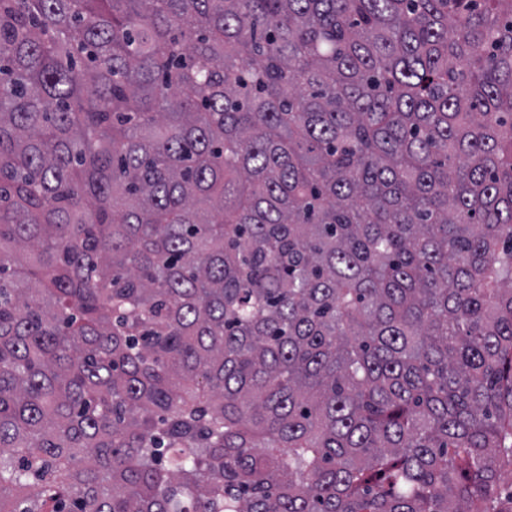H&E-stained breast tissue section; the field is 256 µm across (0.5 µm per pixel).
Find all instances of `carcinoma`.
I'll list each match as a JSON object with an SVG mask.
<instances>
[{"label": "carcinoma", "mask_w": 512, "mask_h": 512, "mask_svg": "<svg viewBox=\"0 0 512 512\" xmlns=\"http://www.w3.org/2000/svg\"><path fill=\"white\" fill-rule=\"evenodd\" d=\"M512 0H0V512H512Z\"/></svg>", "instance_id": "obj_1"}]
</instances>
